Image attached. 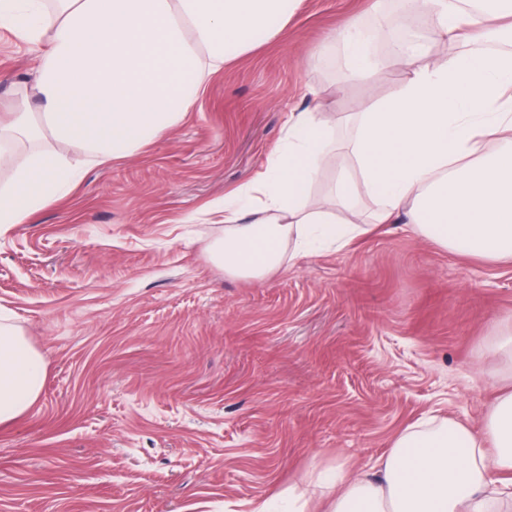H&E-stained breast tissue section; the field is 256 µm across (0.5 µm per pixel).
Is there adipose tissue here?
<instances>
[{"mask_svg":"<svg viewBox=\"0 0 512 512\" xmlns=\"http://www.w3.org/2000/svg\"><path fill=\"white\" fill-rule=\"evenodd\" d=\"M301 0H0V28L31 51L35 79L0 122V224H23L78 183L82 168L125 160L170 135L222 68L274 39ZM439 60L414 43L369 56L361 29L338 37L354 81L400 71L397 94L345 116L291 113L262 178L225 195L211 250L225 275L259 279L316 244L339 248L400 216L460 255L512 261V50L466 51L474 28L497 29L512 0H419ZM351 122L352 168L331 206L310 202L334 127ZM495 151L486 154V140ZM376 208L358 209L361 191ZM40 355L0 318V424L39 398ZM329 512H512V392L483 426L405 429L375 472L337 467Z\"/></svg>","mask_w":512,"mask_h":512,"instance_id":"ef3b65f1","label":"adipose tissue"}]
</instances>
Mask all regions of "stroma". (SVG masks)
I'll use <instances>...</instances> for the list:
<instances>
[{
  "mask_svg": "<svg viewBox=\"0 0 512 512\" xmlns=\"http://www.w3.org/2000/svg\"><path fill=\"white\" fill-rule=\"evenodd\" d=\"M404 0H303L227 65L165 140L89 168L28 223L0 228V314L45 364L38 400L0 424V512H289L288 488L368 471L407 427L480 428L512 364V262L460 256L410 224L294 258L258 281L210 260L224 216L190 215L267 169L319 91L346 112L399 72L347 82L333 36L356 23L430 40ZM30 78L0 30V113Z\"/></svg>",
  "mask_w": 512,
  "mask_h": 512,
  "instance_id": "35a3bbf8",
  "label": "stroma"
}]
</instances>
